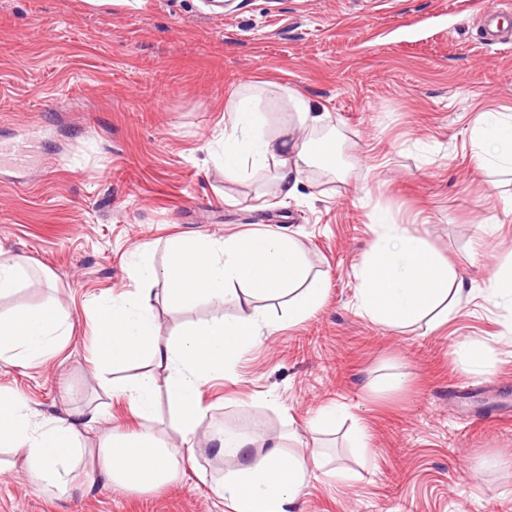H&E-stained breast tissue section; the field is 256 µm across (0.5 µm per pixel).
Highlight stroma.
Here are the masks:
<instances>
[{
  "instance_id": "obj_1",
  "label": "stroma",
  "mask_w": 512,
  "mask_h": 512,
  "mask_svg": "<svg viewBox=\"0 0 512 512\" xmlns=\"http://www.w3.org/2000/svg\"><path fill=\"white\" fill-rule=\"evenodd\" d=\"M512 0H0V144L41 129L36 163L0 170V251L29 280L0 313L61 301L70 335L29 367L0 362V387L44 416L98 412L136 430L126 400L89 362L93 306L134 290L137 245L162 265L171 239L275 231L296 238L324 304L264 332L223 379L203 387L208 422L287 436L288 452L320 448L341 483L310 477L295 512H512V308L490 281L512 263V173L482 168V112L512 108V48L486 44L480 13ZM268 80L325 106L335 172L305 174L294 196L272 194V169L225 178L224 105ZM269 92V128L284 119ZM408 224L465 280L447 321L407 328L359 307L371 216ZM161 337L221 315L201 302H153ZM491 350L472 371L464 344ZM347 416L313 431L318 410ZM366 427L367 448L357 429ZM234 460L198 436L177 482L115 491L99 472L67 492L44 489L0 448V512H231L197 477Z\"/></svg>"
}]
</instances>
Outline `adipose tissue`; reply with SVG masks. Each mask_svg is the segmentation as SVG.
I'll use <instances>...</instances> for the list:
<instances>
[{
	"label": "adipose tissue",
	"mask_w": 512,
	"mask_h": 512,
	"mask_svg": "<svg viewBox=\"0 0 512 512\" xmlns=\"http://www.w3.org/2000/svg\"><path fill=\"white\" fill-rule=\"evenodd\" d=\"M263 84L237 91L228 109L234 118L224 129V176L237 179L274 168V196H292L311 168H334L335 137L312 141L327 115L300 91L281 90L288 117L269 132L260 106ZM484 165L512 168V114L483 113L476 131ZM378 239L365 258L359 288L361 309L373 321L407 327L436 308L452 312L465 296V283L444 264L415 229L391 223L376 211ZM131 267L135 288L123 300H102L96 306L93 370L100 375L137 362L153 369L119 385L132 412L151 419L159 393L171 405L179 441L166 444L151 428L123 435L112 431L96 450V462L110 487L151 492L175 482L185 453L203 428L210 409L201 400L203 386L223 377L270 323L260 302L282 299L289 323L312 315L323 303L325 284L311 277L303 252L291 236L279 232L216 239L183 237L172 241L162 267L147 251L137 253ZM163 293L171 308L197 300L233 306L234 315L185 327L174 338L161 339L152 299ZM69 334L68 315L58 300L9 316H0V361L32 365L58 352ZM218 454L235 460L234 469L209 479L211 493L232 512H293L313 472L325 471L341 481V470H326L320 451L284 452L281 442L231 427L211 430ZM0 447L21 455L37 484L63 489L81 474L86 451L76 422L42 418L17 393L0 389ZM261 456H253V449Z\"/></svg>",
	"instance_id": "1"
}]
</instances>
